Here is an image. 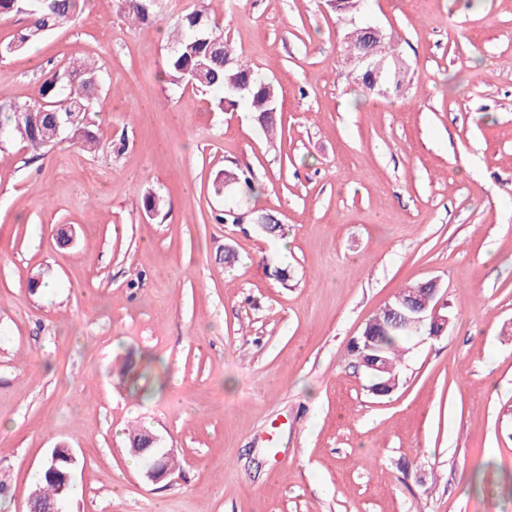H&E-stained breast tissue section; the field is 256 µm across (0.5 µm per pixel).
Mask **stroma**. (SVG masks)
I'll return each mask as SVG.
<instances>
[{
	"mask_svg": "<svg viewBox=\"0 0 512 512\" xmlns=\"http://www.w3.org/2000/svg\"><path fill=\"white\" fill-rule=\"evenodd\" d=\"M194 5L134 25L86 0L0 58L18 103L53 69L103 80L99 150L0 145V512H24L60 445L65 512H512V0H369L409 65L381 95L325 0H205L282 86L271 138L164 80ZM230 168L286 238L217 222ZM429 280L448 328L411 337L375 395L352 342ZM134 425L177 460L166 479L132 462Z\"/></svg>",
	"mask_w": 512,
	"mask_h": 512,
	"instance_id": "obj_1",
	"label": "stroma"
}]
</instances>
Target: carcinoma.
<instances>
[{
  "mask_svg": "<svg viewBox=\"0 0 512 512\" xmlns=\"http://www.w3.org/2000/svg\"><path fill=\"white\" fill-rule=\"evenodd\" d=\"M362 8V0H336V17L343 22L361 13ZM120 9L131 20L146 23L155 17V0H121ZM81 14V0H0V19L22 15L29 20L13 40L0 44V57L20 52L65 25L76 24ZM365 29L362 24L350 27L355 35L346 42L348 55L368 52L376 59L400 57L391 38L375 39L365 33ZM215 38L221 39L217 48L212 45ZM165 74L171 85L179 87L190 83L213 95L215 106L220 110L244 104L247 111L256 114L266 136H275L274 106L279 97L278 86L255 72L235 53L205 6L186 13L176 26ZM97 91L98 74L89 65L70 72L51 73L43 82L39 101L0 106V141L18 140L34 150L67 139H77L89 149L97 147L99 137L88 118ZM259 221L269 225V235H285L284 225L269 213L224 208L226 223ZM388 318L387 308L383 307L365 325L371 334L373 354L383 366V371L371 375L374 392L388 390V383L398 386L397 365L407 352L406 337L387 329ZM67 452L64 447L56 449V470L41 474L35 490L40 500L55 502L66 497L68 489L63 487V473L67 471Z\"/></svg>",
  "mask_w": 512,
  "mask_h": 512,
  "instance_id": "obj_1",
  "label": "carcinoma"
}]
</instances>
